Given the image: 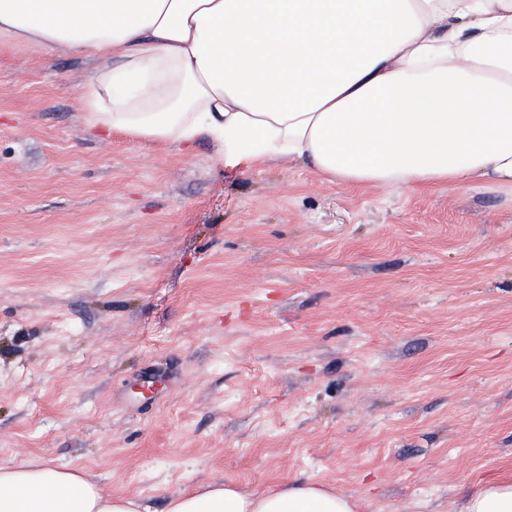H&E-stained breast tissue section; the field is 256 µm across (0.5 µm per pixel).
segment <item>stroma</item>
Instances as JSON below:
<instances>
[{"label": "stroma", "instance_id": "35a3bbf8", "mask_svg": "<svg viewBox=\"0 0 512 512\" xmlns=\"http://www.w3.org/2000/svg\"><path fill=\"white\" fill-rule=\"evenodd\" d=\"M0 51V464L164 512L311 481L436 512L512 478V189L351 186L102 134Z\"/></svg>", "mask_w": 512, "mask_h": 512}]
</instances>
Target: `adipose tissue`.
<instances>
[{"label":"adipose tissue","mask_w":512,"mask_h":512,"mask_svg":"<svg viewBox=\"0 0 512 512\" xmlns=\"http://www.w3.org/2000/svg\"><path fill=\"white\" fill-rule=\"evenodd\" d=\"M97 67L94 125L188 143L225 163L277 158L328 180L512 187V0H0V47ZM0 512H142L82 475L0 465ZM167 512H359L314 483L173 497ZM458 512H512L493 479Z\"/></svg>","instance_id":"obj_1"}]
</instances>
